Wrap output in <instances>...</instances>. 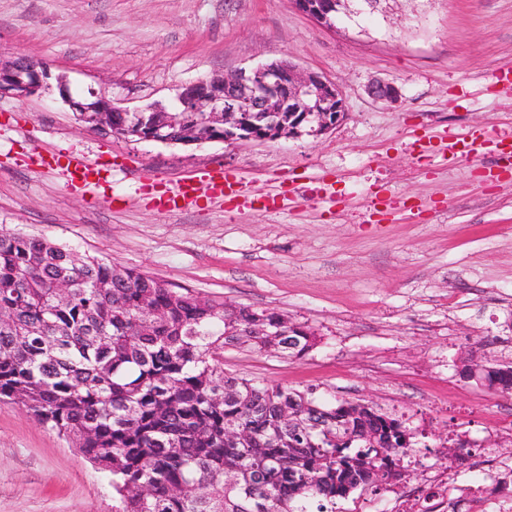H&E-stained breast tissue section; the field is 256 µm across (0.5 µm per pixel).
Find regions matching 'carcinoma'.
<instances>
[{
	"label": "carcinoma",
	"instance_id": "cac0c4a2",
	"mask_svg": "<svg viewBox=\"0 0 512 512\" xmlns=\"http://www.w3.org/2000/svg\"><path fill=\"white\" fill-rule=\"evenodd\" d=\"M259 320L288 323L0 231V401L69 437L112 478L119 512H336L401 478L403 421L224 373L226 347L298 357L317 344L298 323L262 336ZM474 367L498 392L512 385V365Z\"/></svg>",
	"mask_w": 512,
	"mask_h": 512
}]
</instances>
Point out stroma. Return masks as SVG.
I'll use <instances>...</instances> for the list:
<instances>
[{"mask_svg": "<svg viewBox=\"0 0 512 512\" xmlns=\"http://www.w3.org/2000/svg\"><path fill=\"white\" fill-rule=\"evenodd\" d=\"M46 60L76 95L129 108L181 85L286 59L341 92L345 117L318 138L168 145L92 130L58 94L0 98V228L39 235L185 288L308 326L301 357L228 349L227 374L376 405L422 433L448 485L408 468L336 512H490L512 497V396L466 379L512 363V180L495 154L442 161L469 130L512 138V0H393L388 14L327 26L291 0H0V57ZM394 84L393 101L372 83ZM98 162L95 191L36 155ZM255 187L324 175L325 200L274 209L196 203L158 210L153 188L194 170ZM473 452L449 463L448 438ZM111 480L65 435L0 401V512H116Z\"/></svg>", "mask_w": 512, "mask_h": 512, "instance_id": "obj_1", "label": "stroma"}]
</instances>
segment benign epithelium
Here are the masks:
<instances>
[{
	"mask_svg": "<svg viewBox=\"0 0 512 512\" xmlns=\"http://www.w3.org/2000/svg\"><path fill=\"white\" fill-rule=\"evenodd\" d=\"M383 0H292L296 9L317 22L332 26L337 16L350 17L365 10L375 11ZM50 65L19 57L0 59V96L27 98L57 88L61 99L79 113L90 127L112 133L106 116L130 112L112 100L89 91L90 98L73 97L67 80L59 75L51 85ZM162 113L151 121L130 128L125 137L170 144L224 141H274L280 138H317L328 133L344 117L345 108L338 89L324 77L286 61H274L249 72L235 71L183 85L168 106L156 104L141 113ZM200 115L197 124L180 135L164 132L178 123L179 113ZM100 114L97 121L89 120ZM224 126V136L214 138L209 130Z\"/></svg>",
	"mask_w": 512,
	"mask_h": 512,
	"instance_id": "obj_1",
	"label": "benign epithelium"
}]
</instances>
